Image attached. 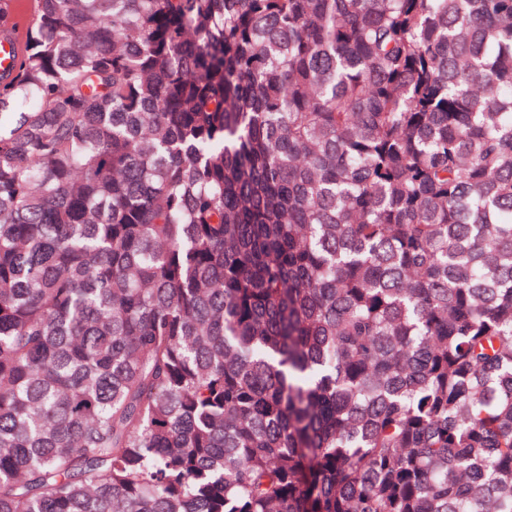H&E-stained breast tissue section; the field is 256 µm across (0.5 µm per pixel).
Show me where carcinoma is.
<instances>
[{"label":"carcinoma","mask_w":512,"mask_h":512,"mask_svg":"<svg viewBox=\"0 0 512 512\" xmlns=\"http://www.w3.org/2000/svg\"><path fill=\"white\" fill-rule=\"evenodd\" d=\"M33 2L0 512H512V0Z\"/></svg>","instance_id":"carcinoma-1"}]
</instances>
